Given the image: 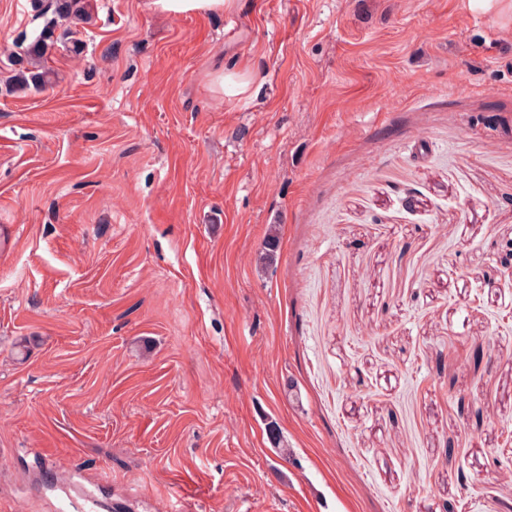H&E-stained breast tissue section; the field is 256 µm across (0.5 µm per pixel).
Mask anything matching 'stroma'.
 <instances>
[{"label": "stroma", "mask_w": 512, "mask_h": 512, "mask_svg": "<svg viewBox=\"0 0 512 512\" xmlns=\"http://www.w3.org/2000/svg\"><path fill=\"white\" fill-rule=\"evenodd\" d=\"M84 3L12 93L0 0V512H512L507 0ZM154 5L172 15H207L232 10L236 0H154Z\"/></svg>", "instance_id": "35a3bbf8"}]
</instances>
